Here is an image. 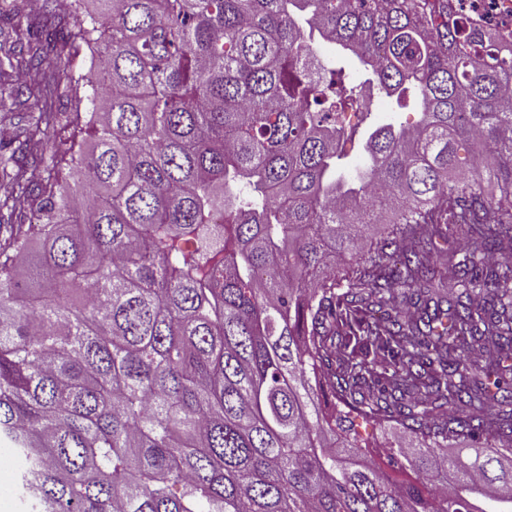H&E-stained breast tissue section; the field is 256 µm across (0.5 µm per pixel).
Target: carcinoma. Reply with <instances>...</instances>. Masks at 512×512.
I'll list each match as a JSON object with an SVG mask.
<instances>
[{"mask_svg":"<svg viewBox=\"0 0 512 512\" xmlns=\"http://www.w3.org/2000/svg\"><path fill=\"white\" fill-rule=\"evenodd\" d=\"M11 2L0 101L40 112L0 146V442L31 512H512V47L452 0ZM408 95L346 162L343 114ZM355 414L409 434L407 477Z\"/></svg>","mask_w":512,"mask_h":512,"instance_id":"cac0c4a2","label":"carcinoma"}]
</instances>
